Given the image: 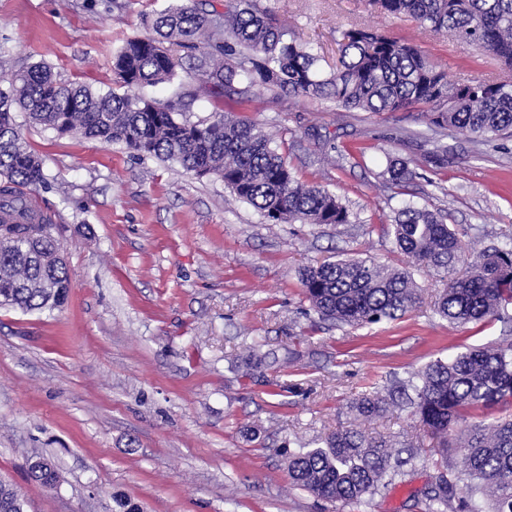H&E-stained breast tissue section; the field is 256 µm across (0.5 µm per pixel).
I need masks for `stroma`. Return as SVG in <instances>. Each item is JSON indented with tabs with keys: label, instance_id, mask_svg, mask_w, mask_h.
<instances>
[{
	"label": "stroma",
	"instance_id": "35a3bbf8",
	"mask_svg": "<svg viewBox=\"0 0 512 512\" xmlns=\"http://www.w3.org/2000/svg\"><path fill=\"white\" fill-rule=\"evenodd\" d=\"M279 25L336 63L343 30L366 27L417 44L452 82L512 77L490 52L421 29L368 0H260ZM167 0H0V71L42 61L62 80L105 93L111 59ZM195 94L193 119L212 117L192 72L148 88L167 101ZM244 107L298 180L339 196L351 221L269 224L215 176L131 154L120 144L60 135L17 113L49 182L34 195L52 217L72 288L42 312L0 308V477L28 512H112L119 493L141 512H350L291 486L288 460L342 427L364 424L404 461L385 494L360 512H425L438 473L465 475L441 458L406 407L361 421L353 408L372 388L408 378L437 358L490 342L512 343V322L449 326L434 311L443 274L408 264L387 228L408 204L428 207L480 250L512 233V138L490 143L436 132L421 112L345 111L308 98L273 102L251 88ZM441 169L421 166L435 145ZM416 176L389 194L390 160ZM346 256L409 266L417 307L394 322L339 327L311 310L298 272ZM260 342L281 364L243 376ZM44 449L60 475L49 488L28 476L25 451Z\"/></svg>",
	"mask_w": 512,
	"mask_h": 512
}]
</instances>
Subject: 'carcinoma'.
<instances>
[{
	"instance_id": "carcinoma-1",
	"label": "carcinoma",
	"mask_w": 512,
	"mask_h": 512,
	"mask_svg": "<svg viewBox=\"0 0 512 512\" xmlns=\"http://www.w3.org/2000/svg\"><path fill=\"white\" fill-rule=\"evenodd\" d=\"M370 2L512 66V0ZM152 29L150 36L126 39L112 55L117 83L127 89L123 94L62 83L42 62L0 74V308L51 310L72 288L60 247L48 233L50 218L17 195L20 187L32 193L48 182L42 158L23 144L18 110L60 135L119 143L139 157L172 160L201 177L216 175L270 224H348L351 214L335 194L301 184L254 122L223 112L214 113L212 121H192L182 96L166 102L146 96L148 86L175 82L183 59L216 105L232 95L249 103L248 91L261 84L275 101L316 98L375 114L419 109L434 127L484 142L512 133L511 81L452 83L417 47L363 29L343 31L340 66L328 75L319 58L278 27L256 0H224L222 12L193 0H170L155 13ZM415 176L407 162L392 159L383 186L402 192ZM388 233L400 253L448 275L435 311L449 324L497 319L512 307V235L473 252L441 216L410 204L395 214ZM299 282L313 310L339 326L395 321L420 299L409 271L360 257L305 267ZM399 401L441 438V452L460 453L470 480L467 498L479 496L488 504L486 511L469 512H512V414L485 420L512 407L511 343L437 358L384 392L363 394L355 408L370 418ZM30 459L32 480L55 485L58 472L50 458L33 448ZM401 465L385 438L355 426L290 457L288 475L293 487L360 506L382 493ZM454 494L453 484L439 476L427 497L428 512H448ZM0 512H26L25 500L4 479Z\"/></svg>"
}]
</instances>
